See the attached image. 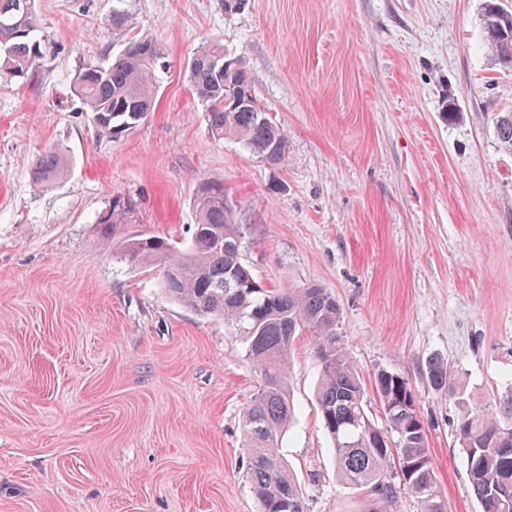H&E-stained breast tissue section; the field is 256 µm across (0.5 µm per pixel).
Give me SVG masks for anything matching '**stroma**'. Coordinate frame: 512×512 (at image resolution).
<instances>
[{
  "mask_svg": "<svg viewBox=\"0 0 512 512\" xmlns=\"http://www.w3.org/2000/svg\"><path fill=\"white\" fill-rule=\"evenodd\" d=\"M481 6L38 0L54 57L0 82V512H258L241 414L261 379L243 343L114 245L156 235L187 248L201 179L223 183L264 287L326 288L364 379H409L448 512H478L458 409L423 369L447 360L475 407L512 383V152L495 131L512 68L486 54ZM144 33L163 53L154 107L132 132L98 135L72 79ZM214 40L245 60L286 134L281 165L212 135L185 71ZM49 149L67 166L38 188ZM116 194L140 212L111 240L97 219ZM290 375L279 449L307 512H365L336 481L310 337H295Z\"/></svg>",
  "mask_w": 512,
  "mask_h": 512,
  "instance_id": "35a3bbf8",
  "label": "stroma"
}]
</instances>
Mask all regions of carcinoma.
Returning a JSON list of instances; mask_svg holds the SVG:
<instances>
[{
  "label": "carcinoma",
  "mask_w": 512,
  "mask_h": 512,
  "mask_svg": "<svg viewBox=\"0 0 512 512\" xmlns=\"http://www.w3.org/2000/svg\"><path fill=\"white\" fill-rule=\"evenodd\" d=\"M36 0H0V77L24 81L51 57V47L36 36ZM498 0H483L480 23L486 50L500 65L512 63V24L498 19ZM152 50L143 56L140 48ZM231 63L224 73L215 59ZM160 59L156 42L143 36L118 55L87 62L76 74L72 92L89 112L98 134L117 136L133 129L152 111L154 73ZM192 93L206 112L209 128L218 139L233 138L253 155L278 154L285 160L287 136L268 113L253 104L249 72L241 58L224 53L213 43L192 57L187 66ZM243 100L236 109L224 107V94ZM496 135L512 152V112H501ZM63 156L48 150L34 168L39 184H50L63 168ZM196 224L189 247L177 250L165 238L141 236L121 244V259L158 264L168 295L197 315L224 321L245 344V356L259 371L261 385L242 416L246 478L259 512H307L300 483L279 453L294 407L290 397L288 350L294 337L312 336L320 367L316 399L322 427L333 445L338 480L371 498L385 512L398 494L416 495L422 512H448L438 488L428 437L415 405L409 379L387 370L374 374L372 388L382 411L383 426L367 411L365 380L336 332L339 307L324 288H265L243 263L244 226L224 206V184L198 182L193 197ZM137 205L130 198L112 196L109 218L100 222L111 235L119 224L136 222ZM424 375L439 395L458 402L464 386L448 362L431 357ZM512 429V385L483 409L462 408L456 432L466 459L470 487L479 512H512V445H501Z\"/></svg>",
  "instance_id": "obj_1"
}]
</instances>
